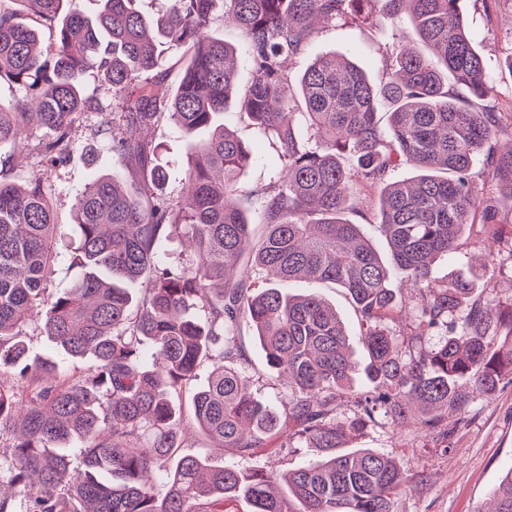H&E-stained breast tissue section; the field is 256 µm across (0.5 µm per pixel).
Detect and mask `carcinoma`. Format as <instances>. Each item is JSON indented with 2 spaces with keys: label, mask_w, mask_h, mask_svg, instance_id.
<instances>
[{
  "label": "carcinoma",
  "mask_w": 512,
  "mask_h": 512,
  "mask_svg": "<svg viewBox=\"0 0 512 512\" xmlns=\"http://www.w3.org/2000/svg\"><path fill=\"white\" fill-rule=\"evenodd\" d=\"M80 2L0 0V83L23 89L0 99V147L10 146L0 154V441L8 440L0 472L11 488L0 490V512H17V500L23 512H222L228 497L247 499L252 512H391L400 466L375 449L343 451L348 432L412 420L442 434L448 411L466 413L473 393L488 396L512 376V345L488 340L503 327L512 333V310L471 300L478 278L470 270L443 284L432 275L475 225L500 239L496 208L473 180L477 156L496 192L512 199V145L498 142L512 113L490 105L496 86L459 0H167L155 17L136 0H98L93 16ZM220 10L245 36L253 81L242 96L236 47L205 33ZM403 10L412 45L379 84L338 53L294 77L283 68L305 53L315 19L377 23ZM166 60L178 73L173 90L156 73ZM90 74L112 92V118L95 135L132 181L94 175L76 198L69 235L54 223L51 184L20 176L15 153L27 149L23 133L35 116L50 132L36 145L46 165L65 159L83 115L106 111L85 95ZM291 82L296 101L286 94ZM380 98L392 103L386 128ZM234 102L282 162L277 182L249 194L254 218L240 205L252 153L220 120ZM164 124L193 150L175 198L157 163L161 144L145 135ZM404 159L413 175L391 180ZM364 191L377 194L389 265L344 216ZM178 233L194 257L165 266L159 244ZM64 243L79 274L51 293ZM394 270L428 295L421 323L450 328L437 347H422L421 331L401 339L387 329L396 317ZM301 279L347 291L364 326L369 390H353L356 366L336 311L315 294L286 292ZM33 319L66 356L90 359L88 368L29 360L20 336ZM242 321L288 389L285 418L252 394L244 371L222 364L195 394L194 416L241 457L278 434L285 448L318 449L315 462L278 478L286 498L272 490L278 479L235 463L185 456L163 468L182 433L172 392L216 352L244 359ZM345 398L355 411L342 420ZM495 496V512H512V469Z\"/></svg>",
  "instance_id": "cac0c4a2"
}]
</instances>
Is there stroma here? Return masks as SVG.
<instances>
[{"mask_svg": "<svg viewBox=\"0 0 512 512\" xmlns=\"http://www.w3.org/2000/svg\"><path fill=\"white\" fill-rule=\"evenodd\" d=\"M459 7L485 69L496 83V103L500 111H511L512 74L503 69L502 58L512 51V0H460ZM410 33L411 23L405 13L380 26L340 23L325 27L317 31L305 55L289 61L287 68L290 74H297L315 58L336 50L351 56L370 80L377 83L384 80L395 53ZM101 120L99 113L85 114L82 125L72 134L68 161L51 172H44L38 153L18 158L23 174L47 173L54 188L55 219L64 226H71L75 198L93 173L122 167L119 157L93 136ZM224 121L257 156L242 177L243 191L264 188L278 169L274 148L237 107L225 112ZM500 216L502 241L493 246L484 234L472 232L465 239L461 254L451 261L435 263L434 275L445 279L453 266L463 270L484 269L485 277L476 295L502 310L512 307V245L505 241L506 236L512 234V210L502 209ZM289 290L294 294L314 293L332 303L347 326L354 358L359 364H366L358 314L344 289L300 280L292 283ZM238 336L248 359L246 371L253 380L254 394L273 410L283 411L286 391L268 368L252 328L241 325ZM211 368V363H203L197 377L172 395V402L181 411L185 424V433L179 448L172 452L173 458L193 455L216 466L236 461L242 468L262 467L277 475L316 459V449L302 444L287 448L279 437L270 439L265 447L243 459L236 458L233 451L217 448L195 423L192 407L193 395L206 384ZM345 447L349 450L373 448L399 461L407 483L394 498L392 512H488L503 473L512 467V382L503 381L493 395L474 397L464 418L449 416L446 435L429 433L414 424L394 426L382 422L350 436Z\"/></svg>", "mask_w": 512, "mask_h": 512, "instance_id": "1", "label": "stroma"}]
</instances>
